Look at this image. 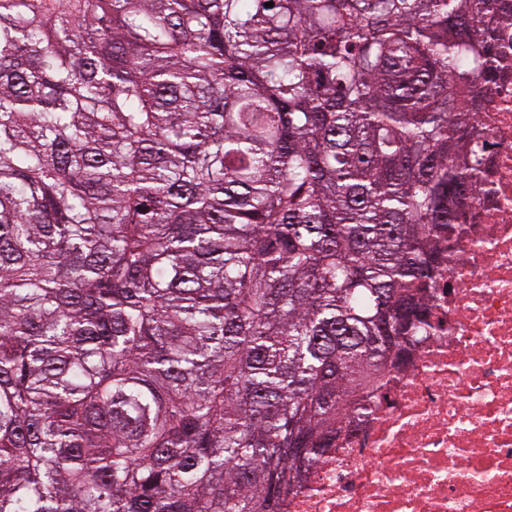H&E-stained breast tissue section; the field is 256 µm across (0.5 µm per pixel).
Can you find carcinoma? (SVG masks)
<instances>
[{
	"label": "carcinoma",
	"instance_id": "obj_1",
	"mask_svg": "<svg viewBox=\"0 0 512 512\" xmlns=\"http://www.w3.org/2000/svg\"><path fill=\"white\" fill-rule=\"evenodd\" d=\"M509 26L0 0V512H282L429 314Z\"/></svg>",
	"mask_w": 512,
	"mask_h": 512
}]
</instances>
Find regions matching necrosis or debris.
<instances>
[{"instance_id":"1","label":"necrosis or debris","mask_w":512,"mask_h":512,"mask_svg":"<svg viewBox=\"0 0 512 512\" xmlns=\"http://www.w3.org/2000/svg\"><path fill=\"white\" fill-rule=\"evenodd\" d=\"M483 95L476 200L433 286L432 326L283 512H512V54Z\"/></svg>"}]
</instances>
